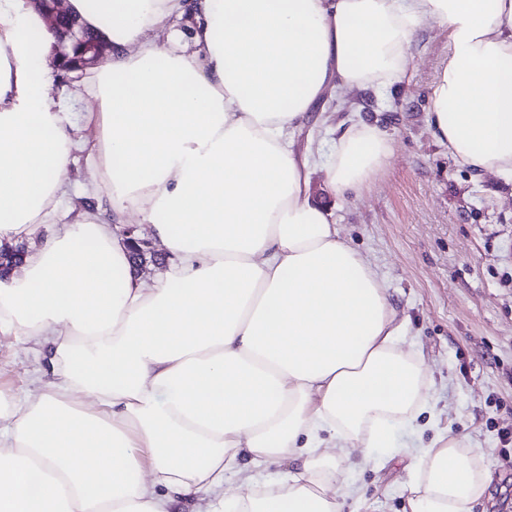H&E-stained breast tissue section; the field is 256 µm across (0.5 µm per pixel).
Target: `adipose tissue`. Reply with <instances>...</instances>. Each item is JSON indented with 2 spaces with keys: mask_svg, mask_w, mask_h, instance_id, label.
<instances>
[{
  "mask_svg": "<svg viewBox=\"0 0 512 512\" xmlns=\"http://www.w3.org/2000/svg\"><path fill=\"white\" fill-rule=\"evenodd\" d=\"M107 48L81 80L83 133L27 0H0V332L43 339L52 378L0 392V512H170L222 492L225 512H341V460L416 420L430 382L403 350L385 280L308 195L293 136L327 89L407 75L425 21L448 32L430 120L476 174L512 177V0H68ZM187 21L194 51L160 41ZM91 210L64 209L73 150ZM392 145L351 122L325 164L357 192ZM170 253L153 284L121 225ZM122 268L113 279V268ZM298 462L257 484L274 460ZM242 474V489L226 487ZM488 476L436 437L410 512H472Z\"/></svg>",
  "mask_w": 512,
  "mask_h": 512,
  "instance_id": "obj_1",
  "label": "adipose tissue"
}]
</instances>
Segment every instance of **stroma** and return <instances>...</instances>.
Segmentation results:
<instances>
[{"label":"stroma","mask_w":512,"mask_h":512,"mask_svg":"<svg viewBox=\"0 0 512 512\" xmlns=\"http://www.w3.org/2000/svg\"><path fill=\"white\" fill-rule=\"evenodd\" d=\"M447 53L445 31L423 24L407 81L328 97L294 136L311 158V200L387 281L407 324L404 344L423 354L433 380L432 412L392 427L390 447L373 449L372 463L353 473L359 492L342 512H407V473L440 431L477 447L491 477L473 512H512V446L498 439L512 431V179L475 175L436 141L428 104ZM360 118L386 132L393 155L369 186L337 197L324 164L337 124ZM45 372L37 346L0 335V383L19 394Z\"/></svg>","instance_id":"35a3bbf8"}]
</instances>
